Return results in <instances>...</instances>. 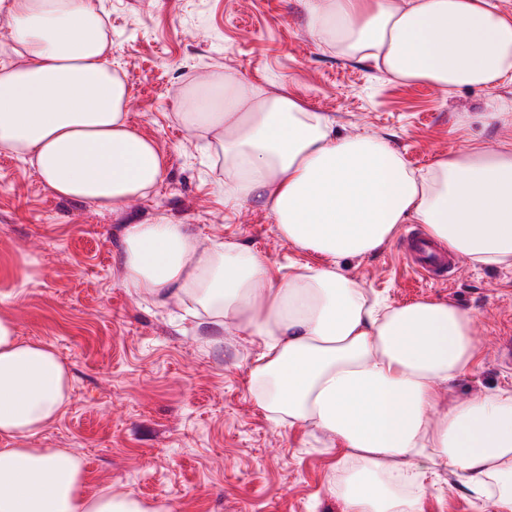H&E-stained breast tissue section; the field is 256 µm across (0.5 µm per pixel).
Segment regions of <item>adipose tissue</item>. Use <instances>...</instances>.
Wrapping results in <instances>:
<instances>
[{
  "label": "adipose tissue",
  "mask_w": 512,
  "mask_h": 512,
  "mask_svg": "<svg viewBox=\"0 0 512 512\" xmlns=\"http://www.w3.org/2000/svg\"><path fill=\"white\" fill-rule=\"evenodd\" d=\"M311 33L392 80L452 91L512 82V15L499 0H303ZM13 45L0 58V151L54 195L122 211L163 181L164 159L127 112L95 0H0ZM180 118L224 161V201L261 199L279 235L321 256L274 278L234 242L203 244L166 218L126 224L124 282L258 339L253 395L276 422L337 438L326 484L344 512H421L418 459L512 512V387L442 403L477 358L473 314L452 302L370 300L341 259L379 250L400 225L474 263L512 266V130L416 169L385 140L338 135L288 93L225 75L190 89ZM72 374L48 344L0 314V512H154L90 491L83 460L34 440L66 410Z\"/></svg>",
  "instance_id": "obj_1"
}]
</instances>
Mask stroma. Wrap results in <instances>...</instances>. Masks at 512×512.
<instances>
[{
	"mask_svg": "<svg viewBox=\"0 0 512 512\" xmlns=\"http://www.w3.org/2000/svg\"><path fill=\"white\" fill-rule=\"evenodd\" d=\"M114 68L127 73L129 117L165 162L155 191L114 213L48 192L27 164L0 153V291L28 260L37 276L0 302L22 336L54 346L73 382L65 413L43 434L86 466L89 489L131 493L172 512H343L325 484L343 460L339 441L277 424L250 390L257 339L218 336L126 288L125 224L167 217L201 242L262 253L276 276L315 262L279 236L258 202L224 204V166L177 115L190 84L232 73L279 88L336 122L343 136L374 134L413 167L459 150L464 137L495 148L512 84L452 92L388 79L342 58L307 27L301 0H102ZM420 224L401 225L374 253L341 260L344 273L394 305L445 299L476 319L479 359L441 392L466 400L512 384L495 339L512 337V266L463 261L454 280L423 277L405 257ZM423 512H492L447 469L423 468Z\"/></svg>",
	"mask_w": 512,
	"mask_h": 512,
	"instance_id": "35a3bbf8",
	"label": "stroma"
}]
</instances>
